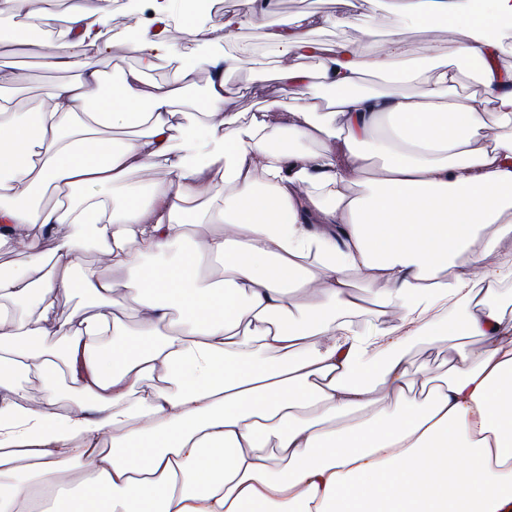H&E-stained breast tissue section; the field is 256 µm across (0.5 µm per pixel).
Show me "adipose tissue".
<instances>
[{
  "label": "adipose tissue",
  "mask_w": 512,
  "mask_h": 512,
  "mask_svg": "<svg viewBox=\"0 0 512 512\" xmlns=\"http://www.w3.org/2000/svg\"><path fill=\"white\" fill-rule=\"evenodd\" d=\"M180 2L144 0L138 63L106 86L112 0H67L61 14L0 0L14 45L65 20L44 60L78 74L25 116L0 65V249L25 253L0 271V512H512V316L493 301L512 278L494 254L512 238V0H365L465 34L479 98L458 94V65L401 66L397 40L373 55L308 39L345 13L270 24L280 92L246 122L223 110L226 57L199 49L252 25L264 0H241L222 29L193 24L176 50ZM300 57L320 58L326 95L306 92ZM163 58L174 80H148ZM370 70L391 72L384 91H359ZM201 76L197 132L182 106ZM116 129L137 135L118 143ZM283 134L311 150L280 146ZM132 172L147 197L121 193ZM41 186L51 206L32 203ZM91 244L101 263L83 261ZM106 265L141 274L119 283ZM353 271L394 320L362 319ZM64 293L93 305L59 319ZM438 308L455 320L433 321ZM422 336L459 341L436 385L413 381L399 351ZM19 374L44 381L37 403Z\"/></svg>",
  "instance_id": "obj_1"
}]
</instances>
